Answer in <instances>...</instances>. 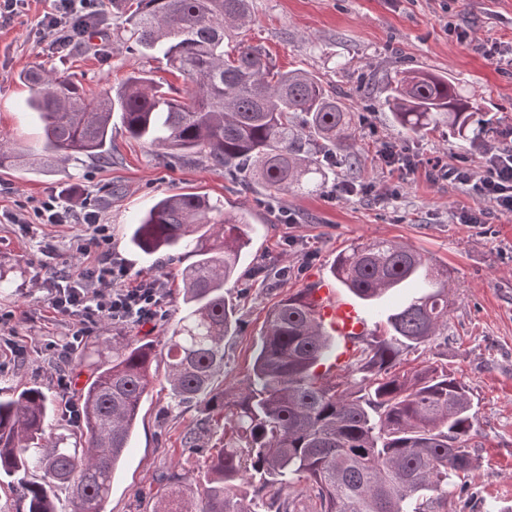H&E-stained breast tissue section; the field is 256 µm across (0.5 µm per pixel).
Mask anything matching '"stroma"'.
Instances as JSON below:
<instances>
[{
  "label": "stroma",
  "instance_id": "obj_1",
  "mask_svg": "<svg viewBox=\"0 0 512 512\" xmlns=\"http://www.w3.org/2000/svg\"><path fill=\"white\" fill-rule=\"evenodd\" d=\"M52 7V0H25L0 28V143L29 154L42 145L40 119L27 105L31 91L20 79L34 68L71 77L90 97L109 93L132 75L184 88L183 76L129 40L123 15L110 7L80 44L53 52L37 26ZM453 26L467 30L468 38L457 40L449 32ZM244 38L262 44L279 68L306 70L347 91L359 159L350 166L337 163L335 177L321 192L272 198L254 181L232 188L204 157L163 162L155 147L129 138L116 120L109 165L74 157L39 172L0 170V183L11 188L0 194V213L54 193L98 204L102 222L111 227L112 251L130 269V284L149 277L165 287V319L123 330L156 342L183 314L179 285L188 260L178 251L147 255L130 249L131 224L158 198L181 192L202 193L223 209L249 213L253 243L224 286L237 318L224 339V372L218 378L229 393L246 383L269 309L329 274L337 253L350 244L393 239L422 253L429 264L448 267L454 279L448 327L421 356L447 366L468 388L477 417L471 441L477 460L465 493L449 494L441 512H512V214L496 213L493 203L476 201L444 178L402 173L381 159L384 145L392 144L483 174L480 148H462L442 127L403 139L382 100L397 70L441 73L512 125V0H252ZM490 41L500 46L491 59L482 52ZM341 183L352 187V195H337ZM480 208L490 213L486 223H461L463 210ZM289 215L294 223H286ZM81 232L73 224L0 223V270L8 279L0 288L1 395L37 384L59 401L76 400V388H61L59 375L86 384L105 341L116 332L100 324L67 358L45 349L68 336L73 322L53 311L38 286L45 271L37 244L54 241L64 270L76 272L85 264L74 244ZM203 413L200 403L170 410L165 367L157 365L103 512H153L162 471L200 470L201 454L183 448L181 436Z\"/></svg>",
  "mask_w": 512,
  "mask_h": 512
}]
</instances>
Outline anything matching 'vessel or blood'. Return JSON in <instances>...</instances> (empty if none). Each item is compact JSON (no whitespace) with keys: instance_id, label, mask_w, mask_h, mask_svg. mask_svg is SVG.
<instances>
[{"instance_id":"b4317fda","label":"vessel or blood","mask_w":512,"mask_h":512,"mask_svg":"<svg viewBox=\"0 0 512 512\" xmlns=\"http://www.w3.org/2000/svg\"><path fill=\"white\" fill-rule=\"evenodd\" d=\"M305 299L315 310L322 327L340 343L341 349L329 369L334 373L342 371L349 364L355 349L353 337L366 336L372 332L368 311L353 301L341 298L335 282L327 277L309 282Z\"/></svg>"}]
</instances>
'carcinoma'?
Segmentation results:
<instances>
[{
  "instance_id": "cac0c4a2",
  "label": "carcinoma",
  "mask_w": 512,
  "mask_h": 512,
  "mask_svg": "<svg viewBox=\"0 0 512 512\" xmlns=\"http://www.w3.org/2000/svg\"><path fill=\"white\" fill-rule=\"evenodd\" d=\"M130 38L157 52L188 87L163 92L129 77L94 100L72 80L29 70L30 108L44 128L40 164L74 155L112 160V113L128 135L161 150L159 157L203 155L237 184L252 176L269 194L322 190L336 158L356 159L352 112L344 96L303 70L283 71L261 45L226 46L251 22L250 0H132ZM383 101L405 138L441 125L470 145L508 136L488 109L443 74L398 70ZM195 194L160 198L133 225L129 245L145 254L183 250L186 316L169 324L162 346L112 337L104 361L78 391L81 426L59 423L56 402L39 386L0 399V476L13 479L26 512H58L55 490L73 489L71 512H102L117 464L131 447L153 364L163 360L170 408L196 402L209 414L190 426L182 446L205 448L204 478L167 471L168 489L153 512H291L282 493L304 481L319 512H434L448 487L474 468L469 441L476 412L466 386L444 366L425 363L400 374L405 352L424 350L448 325V270L428 267L418 251L385 239L336 255L331 272L364 303L424 275L432 292L385 316L384 335L362 339L348 369L352 385L318 370L335 344L300 289L268 312L246 387L227 398L224 337L234 309L224 284L235 274L253 230L246 213ZM247 485L250 492L241 491Z\"/></svg>"
}]
</instances>
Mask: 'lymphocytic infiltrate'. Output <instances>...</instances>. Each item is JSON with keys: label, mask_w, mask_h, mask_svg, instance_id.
Instances as JSON below:
<instances>
[{"label": "lymphocytic infiltrate", "mask_w": 512, "mask_h": 512, "mask_svg": "<svg viewBox=\"0 0 512 512\" xmlns=\"http://www.w3.org/2000/svg\"><path fill=\"white\" fill-rule=\"evenodd\" d=\"M104 13V0H54L52 12L42 16L39 26L49 45L65 51L82 41ZM486 175L474 179L464 168L434 162L432 170L456 184L468 187L472 196L495 203L500 214L512 213V142L489 152L484 160ZM7 223L82 224L85 234L76 240V248L87 264L77 274L60 277L52 272L57 248L41 245L43 268L48 276L45 284L53 310L74 322L65 343L67 353L81 348L93 325L104 321L123 326H141L162 319L166 314V293L160 280L144 279L128 286V266L112 253V234L101 215L89 205L76 206L59 195H48L33 201L30 209L8 212Z\"/></svg>", "instance_id": "1"}]
</instances>
